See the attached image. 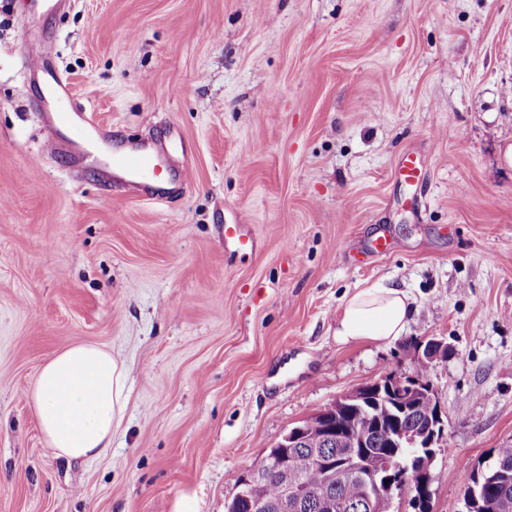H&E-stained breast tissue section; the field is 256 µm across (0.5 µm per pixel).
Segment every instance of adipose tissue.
I'll use <instances>...</instances> for the list:
<instances>
[{
  "instance_id": "ef3b65f1",
  "label": "adipose tissue",
  "mask_w": 512,
  "mask_h": 512,
  "mask_svg": "<svg viewBox=\"0 0 512 512\" xmlns=\"http://www.w3.org/2000/svg\"><path fill=\"white\" fill-rule=\"evenodd\" d=\"M412 311L408 294L376 283L348 297L336 320L338 343L385 342L402 336ZM128 373L111 351L72 346L40 369L29 395L47 446L66 462L98 458L112 444L129 399Z\"/></svg>"
}]
</instances>
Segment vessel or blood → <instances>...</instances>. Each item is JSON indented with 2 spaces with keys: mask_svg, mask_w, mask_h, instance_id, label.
I'll use <instances>...</instances> for the list:
<instances>
[{
  "mask_svg": "<svg viewBox=\"0 0 512 512\" xmlns=\"http://www.w3.org/2000/svg\"><path fill=\"white\" fill-rule=\"evenodd\" d=\"M30 74L46 85L37 109L42 113L50 134L62 130L73 142L87 140L94 127L92 117L73 105L69 81L54 66L49 55L36 56L30 64ZM162 163L160 151L144 141L114 144L108 160L114 179L132 187L147 188V197L151 200L163 199L165 195L164 186L155 181Z\"/></svg>",
  "mask_w": 512,
  "mask_h": 512,
  "instance_id": "b4317fda",
  "label": "vessel or blood"
}]
</instances>
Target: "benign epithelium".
I'll list each match as a JSON object with an SVG mask.
<instances>
[{
    "instance_id": "obj_1",
    "label": "benign epithelium",
    "mask_w": 512,
    "mask_h": 512,
    "mask_svg": "<svg viewBox=\"0 0 512 512\" xmlns=\"http://www.w3.org/2000/svg\"><path fill=\"white\" fill-rule=\"evenodd\" d=\"M414 351L415 367L420 368L447 358L448 343L442 339L430 338L415 346ZM422 396L432 399V406L421 407ZM370 397L377 402L379 408L400 410L406 414L412 413L417 418L422 416L429 419L428 429L420 434L401 429L388 432L387 441L393 452L383 458L378 472L362 469V458L355 448L344 452L339 463L318 448L323 442H340L343 435L351 433L352 427L338 422L339 413L353 408L363 410L364 400ZM446 427L445 411L428 380L416 371L388 373L337 396L313 413L303 424L290 429L277 443L278 451L263 456L262 463L254 465L242 475L239 496L246 497L249 487L263 481L275 470L288 467V449L309 442L315 445L312 456L325 471L328 482L339 483L346 479L359 481L364 487L365 503L371 512L383 499L393 502L406 495L409 496L415 512H433L431 471L436 447L442 441ZM313 496L315 493L301 481L287 485L281 490L279 512H295L303 499Z\"/></svg>"
}]
</instances>
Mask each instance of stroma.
Listing matches in <instances>:
<instances>
[{"label": "stroma", "instance_id": "stroma-1", "mask_svg": "<svg viewBox=\"0 0 512 512\" xmlns=\"http://www.w3.org/2000/svg\"><path fill=\"white\" fill-rule=\"evenodd\" d=\"M47 26L112 139L186 153L170 200L108 187L105 147L48 150L26 75ZM380 281L406 333L338 344L345 297ZM430 337L451 348L425 373L448 414L434 512H462L512 442V0H71L42 24L0 0V512H225L289 428ZM80 343L131 395L106 454L67 464L28 396Z\"/></svg>", "mask_w": 512, "mask_h": 512}]
</instances>
